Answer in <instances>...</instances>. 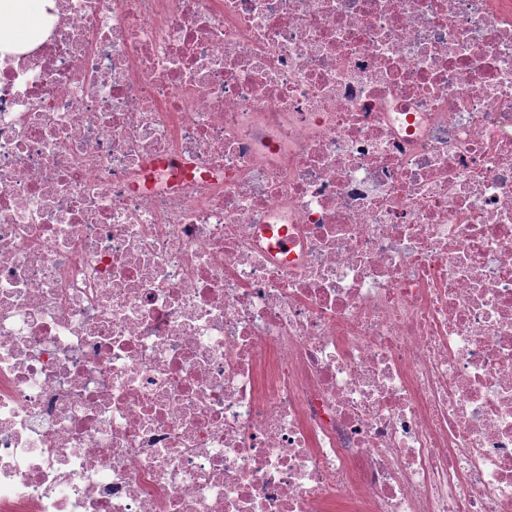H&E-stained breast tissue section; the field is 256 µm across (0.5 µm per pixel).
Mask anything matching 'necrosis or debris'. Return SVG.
Returning a JSON list of instances; mask_svg holds the SVG:
<instances>
[{"mask_svg": "<svg viewBox=\"0 0 512 512\" xmlns=\"http://www.w3.org/2000/svg\"><path fill=\"white\" fill-rule=\"evenodd\" d=\"M53 2L0 512H512V0Z\"/></svg>", "mask_w": 512, "mask_h": 512, "instance_id": "1", "label": "necrosis or debris"}]
</instances>
